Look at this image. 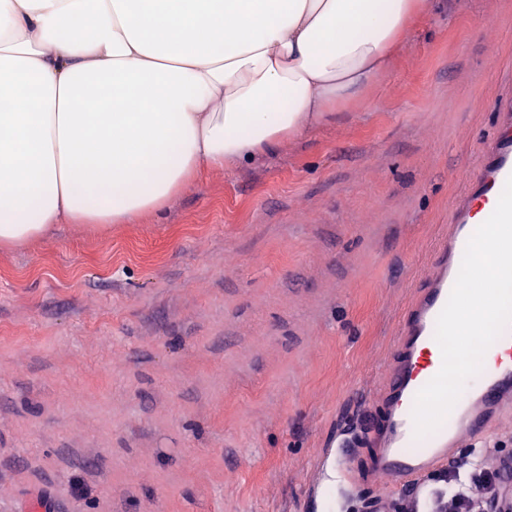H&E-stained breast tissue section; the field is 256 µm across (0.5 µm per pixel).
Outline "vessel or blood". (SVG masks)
<instances>
[{
	"instance_id": "vessel-or-blood-1",
	"label": "vessel or blood",
	"mask_w": 512,
	"mask_h": 512,
	"mask_svg": "<svg viewBox=\"0 0 512 512\" xmlns=\"http://www.w3.org/2000/svg\"><path fill=\"white\" fill-rule=\"evenodd\" d=\"M498 132L482 152L468 189L453 203L447 233L434 253L429 273L415 289L406 307L392 354L368 406L375 420L340 440L329 441L323 454L319 482L305 494L307 512H336L330 491L331 475H338L346 491L356 492L384 484L375 504L406 500L412 512H425L443 484L452 449L463 442L486 437L493 422L512 417V324L493 344L497 353L494 371L479 373L466 384L448 419L434 433L414 434L412 412L417 393L439 372L442 355L435 340L436 322L456 282L459 257L478 227L479 206L500 195L512 177V97L500 100ZM361 448V465L346 467L349 449Z\"/></svg>"
}]
</instances>
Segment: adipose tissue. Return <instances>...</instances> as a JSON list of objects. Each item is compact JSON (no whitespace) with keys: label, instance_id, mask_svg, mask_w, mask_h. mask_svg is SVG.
<instances>
[{"label":"adipose tissue","instance_id":"adipose-tissue-1","mask_svg":"<svg viewBox=\"0 0 512 512\" xmlns=\"http://www.w3.org/2000/svg\"><path fill=\"white\" fill-rule=\"evenodd\" d=\"M426 0H0V247L134 224L359 103ZM34 80L36 102L20 98Z\"/></svg>","mask_w":512,"mask_h":512}]
</instances>
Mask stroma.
I'll return each mask as SVG.
<instances>
[{"instance_id":"obj_1","label":"stroma","mask_w":512,"mask_h":512,"mask_svg":"<svg viewBox=\"0 0 512 512\" xmlns=\"http://www.w3.org/2000/svg\"><path fill=\"white\" fill-rule=\"evenodd\" d=\"M428 8L354 109L0 249V512H303L512 95V0Z\"/></svg>"}]
</instances>
